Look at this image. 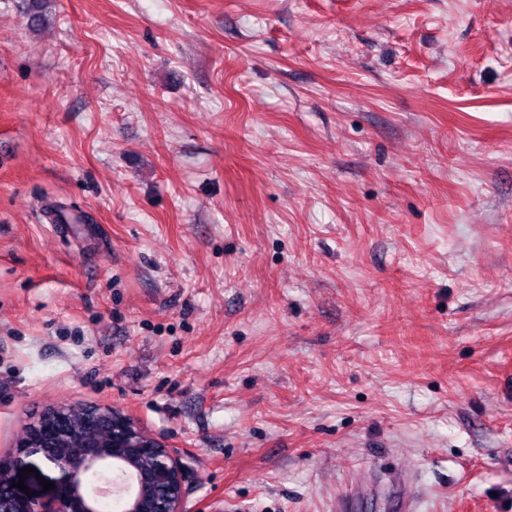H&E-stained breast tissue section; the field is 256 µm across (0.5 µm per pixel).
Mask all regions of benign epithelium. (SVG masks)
Instances as JSON below:
<instances>
[{"instance_id":"obj_1","label":"benign epithelium","mask_w":512,"mask_h":512,"mask_svg":"<svg viewBox=\"0 0 512 512\" xmlns=\"http://www.w3.org/2000/svg\"><path fill=\"white\" fill-rule=\"evenodd\" d=\"M108 412L117 418L115 428L98 441L83 443L84 450L78 453H52L47 442L37 443L31 436L35 424L26 427L19 453L10 464L0 466V483L8 485L10 492L5 512H98L100 499L109 496L125 502L124 512H180L185 477L181 454L161 442L151 466H131L127 449L140 445L146 435L120 410L110 408ZM36 455L49 469L40 476L55 485L50 503L14 487L19 470L37 468L30 461Z\"/></svg>"}]
</instances>
